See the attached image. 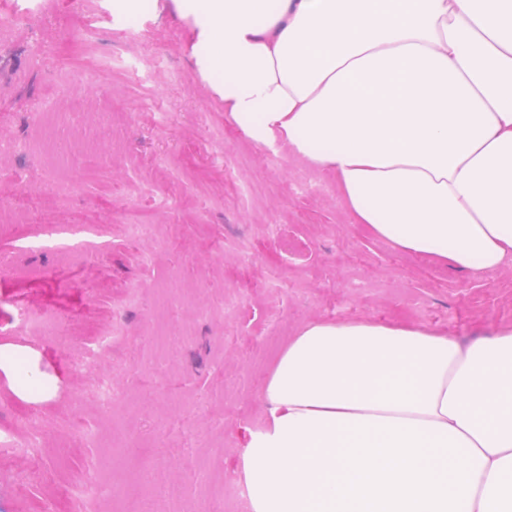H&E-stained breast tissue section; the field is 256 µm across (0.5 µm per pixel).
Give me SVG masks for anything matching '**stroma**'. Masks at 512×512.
Masks as SVG:
<instances>
[{
    "mask_svg": "<svg viewBox=\"0 0 512 512\" xmlns=\"http://www.w3.org/2000/svg\"><path fill=\"white\" fill-rule=\"evenodd\" d=\"M112 2L0 0V65L15 70L0 138L26 143L0 156V205L24 216L0 222L14 264L0 271V347L20 351L0 367V512H140L145 468L154 512L170 499L238 512L236 450L299 325L415 321L469 340L512 323V267L477 277L365 235L331 177L225 118L184 20L162 0L121 20ZM119 318L127 335L102 346ZM35 420L39 455L15 453ZM92 475L103 496L77 499Z\"/></svg>",
    "mask_w": 512,
    "mask_h": 512,
    "instance_id": "obj_1",
    "label": "stroma"
}]
</instances>
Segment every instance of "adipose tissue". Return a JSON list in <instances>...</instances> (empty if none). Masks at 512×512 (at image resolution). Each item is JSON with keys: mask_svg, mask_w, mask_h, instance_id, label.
Segmentation results:
<instances>
[{"mask_svg": "<svg viewBox=\"0 0 512 512\" xmlns=\"http://www.w3.org/2000/svg\"><path fill=\"white\" fill-rule=\"evenodd\" d=\"M256 146L331 176L392 249L512 264V0H171ZM245 512H512V323L462 344L314 318L232 473Z\"/></svg>", "mask_w": 512, "mask_h": 512, "instance_id": "1", "label": "adipose tissue"}]
</instances>
